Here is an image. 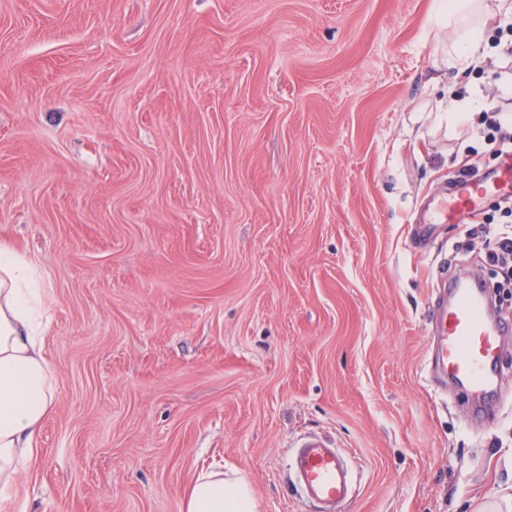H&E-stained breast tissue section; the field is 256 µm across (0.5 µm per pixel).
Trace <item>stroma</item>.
<instances>
[{
    "instance_id": "obj_1",
    "label": "stroma",
    "mask_w": 512,
    "mask_h": 512,
    "mask_svg": "<svg viewBox=\"0 0 512 512\" xmlns=\"http://www.w3.org/2000/svg\"><path fill=\"white\" fill-rule=\"evenodd\" d=\"M434 0H0V241L41 269L56 408L0 512H180L197 472L258 512L331 440L342 512H477L512 487V370L468 427L428 380L437 264L512 281L474 235L413 243L484 120L428 84Z\"/></svg>"
}]
</instances>
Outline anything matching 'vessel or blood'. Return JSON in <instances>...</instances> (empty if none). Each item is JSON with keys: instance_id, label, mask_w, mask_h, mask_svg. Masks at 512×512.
<instances>
[{"instance_id": "vessel-or-blood-1", "label": "vessel or blood", "mask_w": 512, "mask_h": 512, "mask_svg": "<svg viewBox=\"0 0 512 512\" xmlns=\"http://www.w3.org/2000/svg\"><path fill=\"white\" fill-rule=\"evenodd\" d=\"M512 197V158L492 173L457 184L454 192L435 202L431 221L412 227V238L428 244L439 225L463 213L480 211L484 197ZM435 333L431 347L435 368L464 400L469 418L484 414L502 387L508 361L506 338L512 323L489 315L486 288L471 276L456 278L449 291L428 308ZM289 471L305 497L320 505L321 512H340L353 493L350 469L338 448L319 436L297 445Z\"/></svg>"}]
</instances>
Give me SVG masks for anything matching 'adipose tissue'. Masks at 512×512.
<instances>
[{
	"mask_svg": "<svg viewBox=\"0 0 512 512\" xmlns=\"http://www.w3.org/2000/svg\"><path fill=\"white\" fill-rule=\"evenodd\" d=\"M512 15V0H435L429 31L450 39L433 64L440 86L449 70L466 73L486 60V23ZM44 291L37 265L0 241V494L39 455V433L56 401L53 366L44 349ZM181 512H258L248 481L223 471L201 472L186 488Z\"/></svg>",
	"mask_w": 512,
	"mask_h": 512,
	"instance_id": "ef3b65f1",
	"label": "adipose tissue"
}]
</instances>
